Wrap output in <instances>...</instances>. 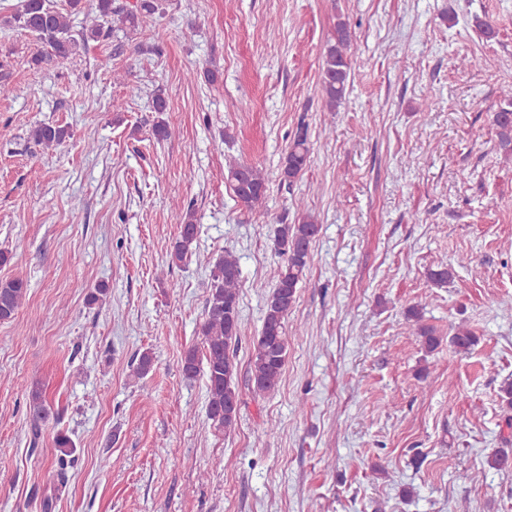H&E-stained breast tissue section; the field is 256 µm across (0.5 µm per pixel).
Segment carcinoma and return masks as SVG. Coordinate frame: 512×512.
Segmentation results:
<instances>
[{
	"label": "carcinoma",
	"mask_w": 512,
	"mask_h": 512,
	"mask_svg": "<svg viewBox=\"0 0 512 512\" xmlns=\"http://www.w3.org/2000/svg\"><path fill=\"white\" fill-rule=\"evenodd\" d=\"M83 0H68V9L62 11L46 0H19L14 11L0 16L5 27H19L36 34L49 48L50 55L67 60L75 55L80 42L99 37L100 25L85 28L81 39L70 34L72 14L82 8ZM156 0H137L136 4L117 15L120 26L131 31L149 24L157 12ZM354 35L348 19L338 16L333 40L324 50L321 90L323 108L335 112L346 98L352 69ZM497 147L505 158L512 157V87L501 92V102L493 112ZM69 135L68 128L59 125H41L31 132L37 144L51 147ZM310 146L307 129L300 127L288 146V153L281 174L293 182L307 167ZM228 181L236 201L253 211L263 208L266 199V182L258 167L247 163H234L228 168ZM320 227L314 217L306 214L297 224H286L283 219L274 221L273 248L282 258L275 283L266 296L261 330L253 340L249 361L248 386L256 395H269L280 384L288 356V315L294 308L297 289L306 277L311 246ZM198 236V224L192 212L180 215L178 234L171 245L169 264L178 265L191 255L192 245ZM239 259L230 251L215 259L209 278L208 297L199 335L201 347H190L182 355L181 373L192 381L206 366L207 415L218 428L230 433L235 430L242 405L238 386L236 347L240 340L241 317L239 310ZM453 278V269L441 265L428 272L429 281L442 287ZM27 292V283L20 277L0 280V321L13 318ZM423 308L414 305L407 309L406 318L414 322L413 333L425 353L431 355L440 347L441 337L433 328L420 324ZM479 342V337L463 324L452 327L448 344L455 351L467 353ZM28 411L34 422L48 417L50 405L42 389L35 387L28 399ZM489 468L507 472L512 469V448H496L487 457Z\"/></svg>",
	"instance_id": "carcinoma-1"
}]
</instances>
